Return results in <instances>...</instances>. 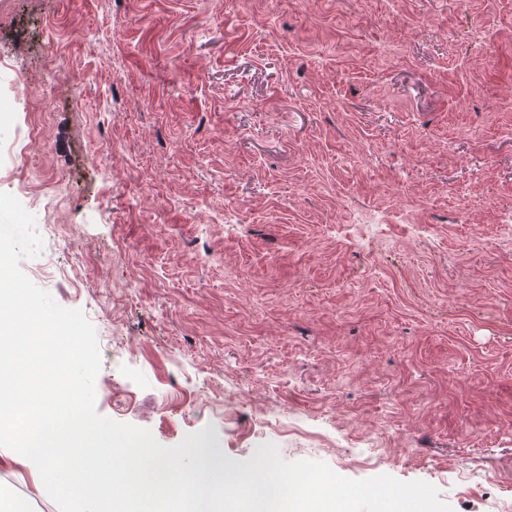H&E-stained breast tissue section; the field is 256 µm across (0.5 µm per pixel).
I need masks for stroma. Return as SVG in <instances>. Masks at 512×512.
Masks as SVG:
<instances>
[{"label": "stroma", "instance_id": "stroma-1", "mask_svg": "<svg viewBox=\"0 0 512 512\" xmlns=\"http://www.w3.org/2000/svg\"><path fill=\"white\" fill-rule=\"evenodd\" d=\"M0 192L101 415L512 512V0H0Z\"/></svg>", "mask_w": 512, "mask_h": 512}]
</instances>
